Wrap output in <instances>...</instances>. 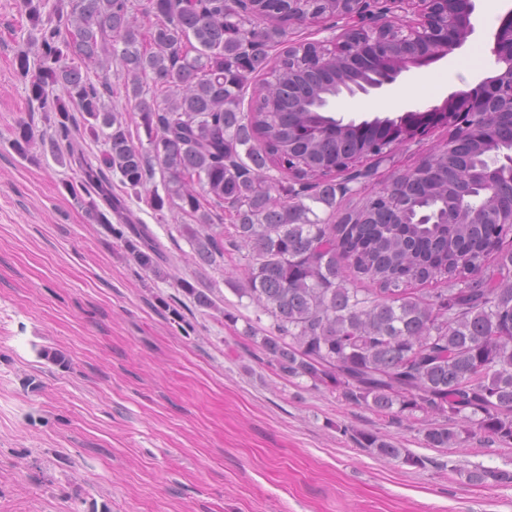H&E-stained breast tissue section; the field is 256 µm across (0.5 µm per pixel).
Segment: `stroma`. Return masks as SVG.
<instances>
[{"mask_svg": "<svg viewBox=\"0 0 512 512\" xmlns=\"http://www.w3.org/2000/svg\"><path fill=\"white\" fill-rule=\"evenodd\" d=\"M500 19L477 0L461 47L371 96L332 99L329 115L394 118L469 90L497 70L489 37ZM29 32L20 0H0V512H512V482L468 479L512 473V448L472 426L434 448L432 418L383 417L281 374L249 334L272 320L237 293L242 253L201 262L185 232L191 216L150 206L162 171L138 193L110 175L113 195L163 251L158 270L132 258L127 224L90 219L62 187L81 173L54 159L53 117L15 69ZM88 76L108 81L106 105L148 150L120 62ZM21 123L37 137L24 157L11 145ZM447 142L438 127L395 146L394 174ZM359 431L385 435L421 465L360 447Z\"/></svg>", "mask_w": 512, "mask_h": 512, "instance_id": "35a3bbf8", "label": "stroma"}]
</instances>
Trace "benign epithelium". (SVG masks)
I'll return each mask as SVG.
<instances>
[{
	"instance_id": "1",
	"label": "benign epithelium",
	"mask_w": 512,
	"mask_h": 512,
	"mask_svg": "<svg viewBox=\"0 0 512 512\" xmlns=\"http://www.w3.org/2000/svg\"><path fill=\"white\" fill-rule=\"evenodd\" d=\"M397 3L417 9L418 19L413 25L403 29L389 19ZM336 5V16L345 20V25L336 36L334 48L316 43L320 53L315 66L327 76L347 67L372 69L376 81L353 86L347 91L351 96L368 95L393 83L412 67L446 57L475 31L476 0H336ZM490 52L496 63L504 64L496 75L482 79L467 91L449 93L442 105L420 113V122L396 120L385 136L387 146L369 156L368 164L356 161L340 176L347 180L354 175L356 184L379 183L380 168L392 163L391 146L413 141L439 125L450 129L451 138L469 137L481 128L487 113L502 107L512 110V9L501 18ZM511 171L512 147L498 164L468 167L466 181L469 188L492 194L502 174Z\"/></svg>"
}]
</instances>
